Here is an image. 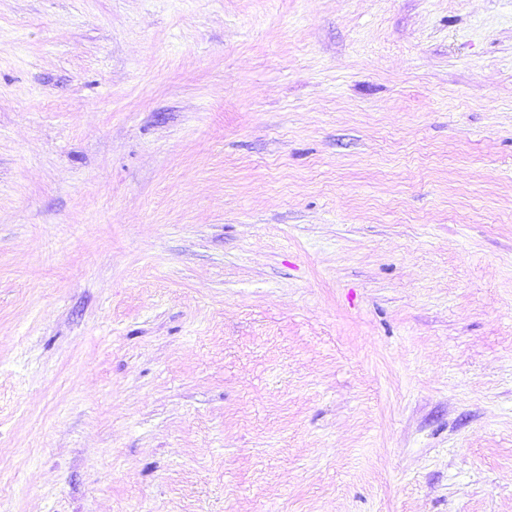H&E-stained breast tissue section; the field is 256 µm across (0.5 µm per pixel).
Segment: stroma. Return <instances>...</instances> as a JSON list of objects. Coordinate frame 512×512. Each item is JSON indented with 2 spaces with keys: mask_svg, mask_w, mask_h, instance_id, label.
<instances>
[{
  "mask_svg": "<svg viewBox=\"0 0 512 512\" xmlns=\"http://www.w3.org/2000/svg\"><path fill=\"white\" fill-rule=\"evenodd\" d=\"M0 512H512V0H0Z\"/></svg>",
  "mask_w": 512,
  "mask_h": 512,
  "instance_id": "obj_1",
  "label": "stroma"
}]
</instances>
